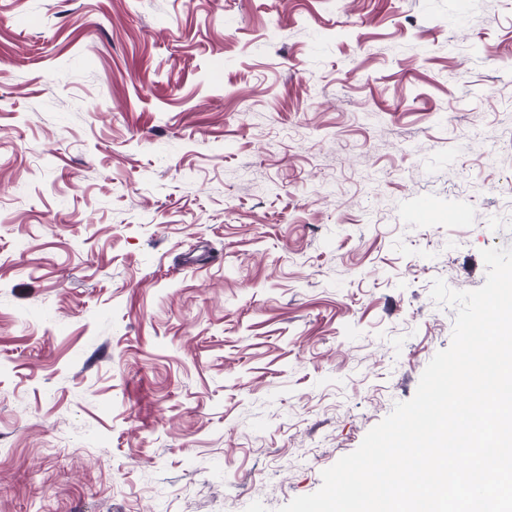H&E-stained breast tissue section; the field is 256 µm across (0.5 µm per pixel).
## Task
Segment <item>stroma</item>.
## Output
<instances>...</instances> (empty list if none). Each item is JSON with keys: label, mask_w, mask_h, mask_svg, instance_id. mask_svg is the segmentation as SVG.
<instances>
[{"label": "stroma", "mask_w": 512, "mask_h": 512, "mask_svg": "<svg viewBox=\"0 0 512 512\" xmlns=\"http://www.w3.org/2000/svg\"><path fill=\"white\" fill-rule=\"evenodd\" d=\"M488 248L512 0H0V512L315 493Z\"/></svg>", "instance_id": "35a3bbf8"}]
</instances>
